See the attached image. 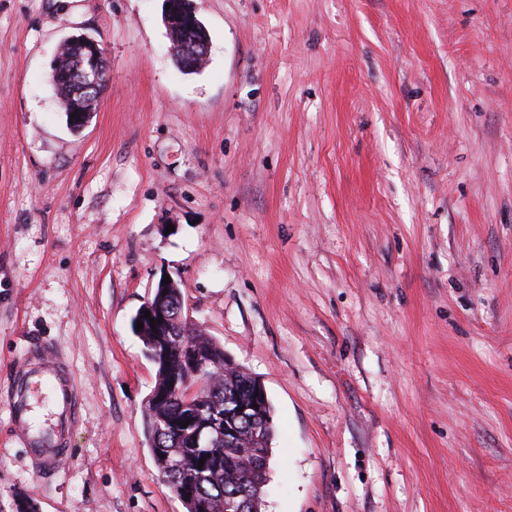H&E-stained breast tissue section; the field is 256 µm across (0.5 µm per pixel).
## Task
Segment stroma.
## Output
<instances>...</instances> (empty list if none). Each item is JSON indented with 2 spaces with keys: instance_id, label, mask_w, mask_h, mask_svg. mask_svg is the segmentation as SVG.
<instances>
[{
  "instance_id": "35a3bbf8",
  "label": "stroma",
  "mask_w": 512,
  "mask_h": 512,
  "mask_svg": "<svg viewBox=\"0 0 512 512\" xmlns=\"http://www.w3.org/2000/svg\"><path fill=\"white\" fill-rule=\"evenodd\" d=\"M0 0V512H185L132 329L159 279L273 407L261 512H512V0ZM105 50L70 130L64 38ZM67 361L69 455L7 390ZM202 27L197 21L196 26L186 23L178 27L177 29H172L170 33L171 42L173 45V49L175 50V56L177 60L185 69H183L180 64L178 65L185 71H194L199 70L204 65V59L207 58L208 55V40L206 36H203L201 40H198L196 45L197 49L200 51L196 53L195 56L200 58L194 59L197 63L193 68H188L184 65V59L191 58L195 53V41L198 38L202 37ZM203 58V59H201ZM196 68V69H194ZM194 69V70H192ZM50 81L55 87L66 115L67 123L70 127L78 131L85 123L88 115L95 112L98 107V102L93 100V92H87L80 86L61 79L55 80L50 73ZM77 113L72 122H69L70 115ZM21 367L8 396L11 413L21 426L20 441L27 448L29 457L40 471L52 473L59 469L61 459L68 450L67 433L77 415V398L71 374L68 365L45 344L31 347ZM38 382L52 384L58 396L55 429L50 433H42L29 416V389Z\"/></svg>"
}]
</instances>
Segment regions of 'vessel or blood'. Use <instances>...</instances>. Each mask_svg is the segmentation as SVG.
<instances>
[{"label":"vessel or blood","mask_w":512,"mask_h":512,"mask_svg":"<svg viewBox=\"0 0 512 512\" xmlns=\"http://www.w3.org/2000/svg\"><path fill=\"white\" fill-rule=\"evenodd\" d=\"M38 382L52 384L60 394L55 413V428L49 433L41 432L29 416V389ZM9 402L13 417L21 427L20 441L29 457L42 472L52 473L58 470L61 459L67 452V433L77 415V398L67 364L55 356L47 345L31 347L14 380Z\"/></svg>","instance_id":"b4317fda"}]
</instances>
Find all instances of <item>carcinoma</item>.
Returning <instances> with one entry per match:
<instances>
[{
  "label": "carcinoma",
  "instance_id": "1",
  "mask_svg": "<svg viewBox=\"0 0 512 512\" xmlns=\"http://www.w3.org/2000/svg\"><path fill=\"white\" fill-rule=\"evenodd\" d=\"M202 37V27L189 23L171 30L170 38L179 63L191 58L195 53V41ZM64 109L65 115H74L70 127L77 131L85 123L88 115L96 111L98 102L93 100V93L80 86L61 79L51 80ZM152 303H158L168 311L179 315L182 312V300L178 285L163 290H155ZM173 344L181 343L180 335L187 334L193 346L198 349L200 360L210 365L224 358V349L213 338L207 336L196 326L182 323L174 327ZM206 387L207 405L220 406L232 410L240 405L249 411L240 418L239 425L251 431H257L261 440L255 446L268 459L271 449L265 447L273 433L272 406L268 396L258 392L260 383L250 374L237 368L224 375L221 382L203 379ZM148 420L147 434L161 481L179 499L186 512H224V501H232L236 494L246 492L245 512H261L266 483V464H261L258 472H246L241 468L239 450L227 445L222 447L220 459H207L203 466H198L204 457L203 449L193 446L192 432L198 427L196 416L188 414L174 396L158 403L147 400ZM168 418L181 433H159L154 426L158 416ZM190 421L187 427L182 422Z\"/></svg>",
  "mask_w": 512,
  "mask_h": 512
}]
</instances>
